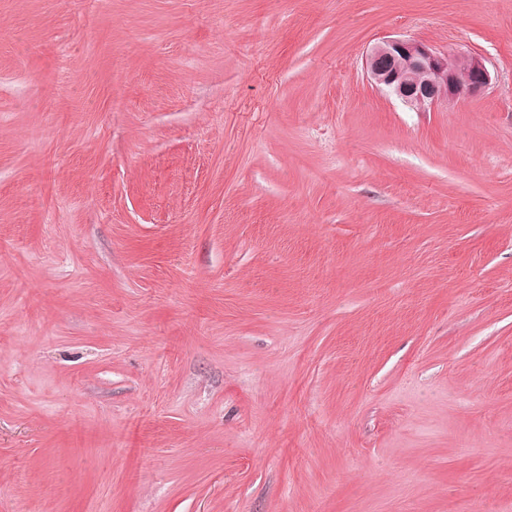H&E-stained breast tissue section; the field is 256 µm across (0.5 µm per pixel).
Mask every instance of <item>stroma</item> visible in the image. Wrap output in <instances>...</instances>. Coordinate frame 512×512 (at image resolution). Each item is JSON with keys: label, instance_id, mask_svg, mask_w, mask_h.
Masks as SVG:
<instances>
[{"label": "stroma", "instance_id": "35a3bbf8", "mask_svg": "<svg viewBox=\"0 0 512 512\" xmlns=\"http://www.w3.org/2000/svg\"><path fill=\"white\" fill-rule=\"evenodd\" d=\"M483 56L415 112L363 59ZM512 512V0H0V512Z\"/></svg>", "mask_w": 512, "mask_h": 512}]
</instances>
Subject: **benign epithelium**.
<instances>
[{"mask_svg": "<svg viewBox=\"0 0 512 512\" xmlns=\"http://www.w3.org/2000/svg\"><path fill=\"white\" fill-rule=\"evenodd\" d=\"M364 68L378 89L417 112L475 97L491 82L481 55L441 51L415 38L381 39L367 49Z\"/></svg>", "mask_w": 512, "mask_h": 512, "instance_id": "7a95c632", "label": "benign epithelium"}]
</instances>
